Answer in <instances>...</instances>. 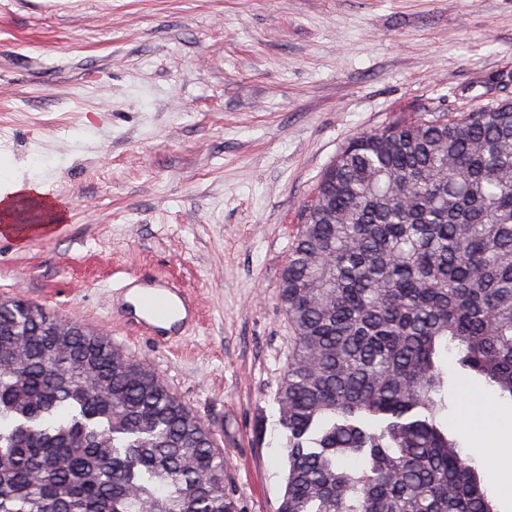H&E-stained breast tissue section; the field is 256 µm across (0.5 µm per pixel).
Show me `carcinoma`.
Masks as SVG:
<instances>
[{
  "label": "carcinoma",
  "mask_w": 512,
  "mask_h": 512,
  "mask_svg": "<svg viewBox=\"0 0 512 512\" xmlns=\"http://www.w3.org/2000/svg\"><path fill=\"white\" fill-rule=\"evenodd\" d=\"M277 512H498L454 385L512 399V104L352 137L278 289ZM0 303V512H239L215 434L104 336Z\"/></svg>",
  "instance_id": "obj_1"
}]
</instances>
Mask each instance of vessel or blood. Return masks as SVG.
<instances>
[{
  "label": "vessel or blood",
  "mask_w": 512,
  "mask_h": 512,
  "mask_svg": "<svg viewBox=\"0 0 512 512\" xmlns=\"http://www.w3.org/2000/svg\"><path fill=\"white\" fill-rule=\"evenodd\" d=\"M112 312L138 337L167 343L197 324L200 306L164 276L133 273L113 290Z\"/></svg>",
  "instance_id": "b4317fda"
}]
</instances>
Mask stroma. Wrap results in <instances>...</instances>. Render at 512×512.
<instances>
[{"label":"stroma","instance_id":"35a3bbf8","mask_svg":"<svg viewBox=\"0 0 512 512\" xmlns=\"http://www.w3.org/2000/svg\"><path fill=\"white\" fill-rule=\"evenodd\" d=\"M512 97V0H0V176L62 205L0 236V297L107 336L214 432L240 512H276L277 299L349 138ZM196 295L183 340L111 317L129 273Z\"/></svg>","mask_w":512,"mask_h":512}]
</instances>
